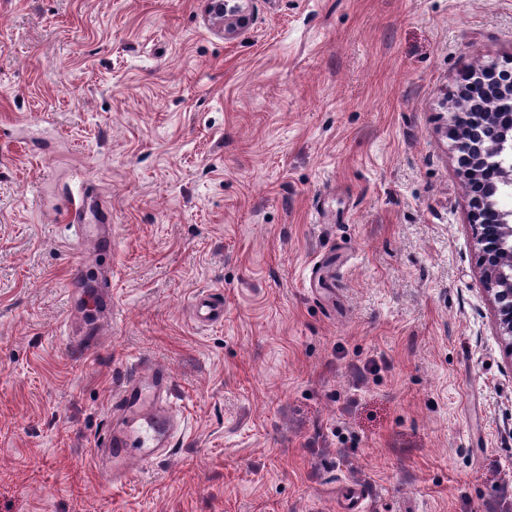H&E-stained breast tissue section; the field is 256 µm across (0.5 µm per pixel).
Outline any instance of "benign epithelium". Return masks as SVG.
Returning <instances> with one entry per match:
<instances>
[{
    "instance_id": "1",
    "label": "benign epithelium",
    "mask_w": 512,
    "mask_h": 512,
    "mask_svg": "<svg viewBox=\"0 0 512 512\" xmlns=\"http://www.w3.org/2000/svg\"><path fill=\"white\" fill-rule=\"evenodd\" d=\"M250 3L251 0H212L214 8L224 16L225 33L233 35L249 25ZM468 84L488 93L496 107L480 113L467 126L453 122L451 136L467 184L482 188L470 197L472 219L478 230L481 277L484 290L493 298L498 336L511 358L508 367L512 370V276L504 273V266L512 265V251L501 244L504 239L512 238V224H488L483 216L488 205L485 169L499 149L512 140V123L501 121L503 113H512V73L485 66L469 72Z\"/></svg>"
}]
</instances>
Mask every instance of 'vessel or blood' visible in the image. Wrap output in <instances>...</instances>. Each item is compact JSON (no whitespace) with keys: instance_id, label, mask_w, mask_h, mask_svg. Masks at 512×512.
Returning <instances> with one entry per match:
<instances>
[{"instance_id":"1","label":"vessel or blood","mask_w":512,"mask_h":512,"mask_svg":"<svg viewBox=\"0 0 512 512\" xmlns=\"http://www.w3.org/2000/svg\"><path fill=\"white\" fill-rule=\"evenodd\" d=\"M63 211L64 223L75 230H83L87 220L88 197L84 187H71L66 191ZM145 373L153 383L152 396H144L138 380H130L117 394L115 410L122 412L130 430L126 433L108 431L101 438L100 447L108 449L112 457V477L121 482L130 476L132 460H153L164 435L172 434L176 420L165 403L171 384V374L163 368L145 366ZM137 447L138 455H130V447Z\"/></svg>"}]
</instances>
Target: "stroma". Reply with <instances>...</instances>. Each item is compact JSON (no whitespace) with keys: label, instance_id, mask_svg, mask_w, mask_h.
Returning <instances> with one entry per match:
<instances>
[{"label":"stroma","instance_id":"35a3bbf8","mask_svg":"<svg viewBox=\"0 0 512 512\" xmlns=\"http://www.w3.org/2000/svg\"><path fill=\"white\" fill-rule=\"evenodd\" d=\"M250 12L228 38L209 0H0V512H512L450 130L467 70L512 69V0ZM141 359L181 428L115 483L93 448ZM84 180L79 179L78 187H69L66 191L67 197L65 198V207L63 211V222L71 224L75 229V241L80 244L81 241L96 243V240H91L80 234L85 224H87L88 213V196L86 195V188L84 187Z\"/></svg>","mask_w":512,"mask_h":512}]
</instances>
